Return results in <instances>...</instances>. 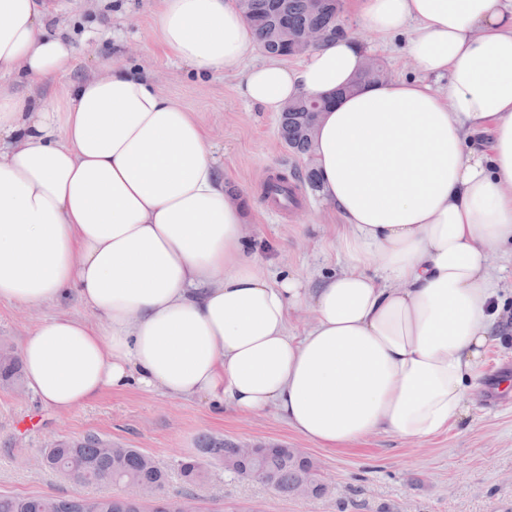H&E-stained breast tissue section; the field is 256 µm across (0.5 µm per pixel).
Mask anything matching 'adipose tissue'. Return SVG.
Listing matches in <instances>:
<instances>
[{
	"label": "adipose tissue",
	"mask_w": 512,
	"mask_h": 512,
	"mask_svg": "<svg viewBox=\"0 0 512 512\" xmlns=\"http://www.w3.org/2000/svg\"><path fill=\"white\" fill-rule=\"evenodd\" d=\"M167 54L240 67L267 112L334 98L313 140L344 266L315 287L249 257L190 112L124 66L69 84L64 107L0 92V299L76 292L20 344L28 387L71 412L138 386L272 410L337 451L374 433L427 439L472 416L488 350L512 327L490 255L512 246V0H350L351 25L298 61L245 58L236 0H154ZM44 0H0V74H71ZM408 33L414 79L350 84L358 30ZM314 325L294 334L303 308Z\"/></svg>",
	"instance_id": "ef3b65f1"
}]
</instances>
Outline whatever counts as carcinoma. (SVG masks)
<instances>
[{"label":"carcinoma","mask_w":512,"mask_h":512,"mask_svg":"<svg viewBox=\"0 0 512 512\" xmlns=\"http://www.w3.org/2000/svg\"><path fill=\"white\" fill-rule=\"evenodd\" d=\"M258 45L270 56L288 57L298 54L302 37L311 29H321L326 39L342 31L340 14L342 0H321L313 7L312 0H239ZM379 69L360 71L353 83L337 95L378 81ZM319 102L301 97L288 104L278 120V133L285 145L297 154L311 150L314 130L319 120ZM22 383V364L16 351L0 347V384L17 387ZM101 438L94 433L60 440L44 449L46 467L60 471L79 484H91L95 476L109 475L115 484L149 483L159 489L153 512H175L176 496L167 492L169 472L138 448L121 445L105 454L99 448ZM203 458H188L178 464L183 481L194 483L203 478L206 461L220 465L238 455V444L215 436L200 440ZM237 476L271 482L276 491L291 496L297 485L304 483L310 498L323 496L326 485L319 476L318 464L296 448L278 445L253 461L240 465ZM0 512H88L83 496L57 498L44 495L18 497L0 494ZM96 512H143V508L122 496L96 498Z\"/></svg>","instance_id":"1"}]
</instances>
